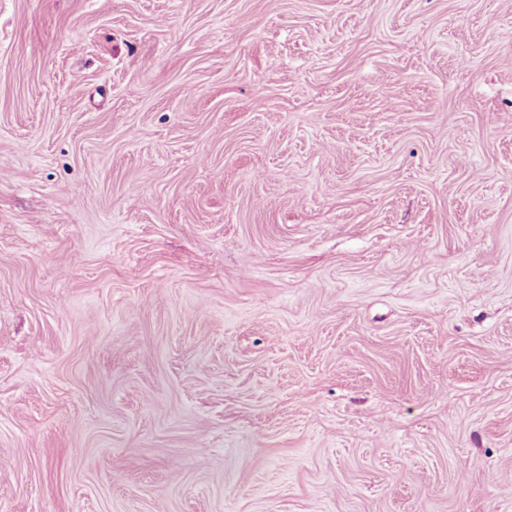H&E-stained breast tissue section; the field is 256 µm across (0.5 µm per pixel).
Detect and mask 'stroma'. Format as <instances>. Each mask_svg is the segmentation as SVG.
Wrapping results in <instances>:
<instances>
[{
    "mask_svg": "<svg viewBox=\"0 0 512 512\" xmlns=\"http://www.w3.org/2000/svg\"><path fill=\"white\" fill-rule=\"evenodd\" d=\"M0 512H512V0H0Z\"/></svg>",
    "mask_w": 512,
    "mask_h": 512,
    "instance_id": "1",
    "label": "stroma"
}]
</instances>
